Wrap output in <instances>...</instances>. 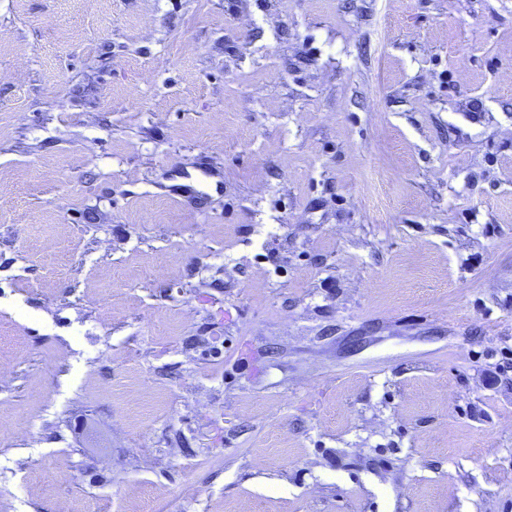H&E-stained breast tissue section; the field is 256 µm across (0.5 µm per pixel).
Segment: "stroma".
<instances>
[{
    "label": "stroma",
    "instance_id": "1",
    "mask_svg": "<svg viewBox=\"0 0 512 512\" xmlns=\"http://www.w3.org/2000/svg\"><path fill=\"white\" fill-rule=\"evenodd\" d=\"M0 512H512V0H0Z\"/></svg>",
    "mask_w": 512,
    "mask_h": 512
}]
</instances>
